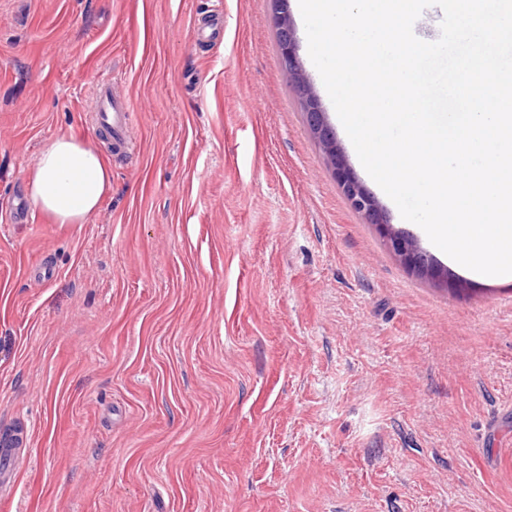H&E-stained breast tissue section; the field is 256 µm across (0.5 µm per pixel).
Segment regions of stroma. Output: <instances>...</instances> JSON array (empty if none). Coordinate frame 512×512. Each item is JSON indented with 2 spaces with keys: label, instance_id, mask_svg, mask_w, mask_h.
I'll return each mask as SVG.
<instances>
[{
  "label": "stroma",
  "instance_id": "35a3bbf8",
  "mask_svg": "<svg viewBox=\"0 0 512 512\" xmlns=\"http://www.w3.org/2000/svg\"><path fill=\"white\" fill-rule=\"evenodd\" d=\"M273 12L0 0V512H512V280L416 276L351 208ZM72 131L111 194L14 223ZM89 112L110 137L125 143L130 130V104L128 100L112 96V85L104 80L97 81L89 94Z\"/></svg>",
  "mask_w": 512,
  "mask_h": 512
}]
</instances>
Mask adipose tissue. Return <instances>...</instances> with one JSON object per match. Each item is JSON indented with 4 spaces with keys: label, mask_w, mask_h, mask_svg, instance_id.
<instances>
[{
    "label": "adipose tissue",
    "mask_w": 512,
    "mask_h": 512,
    "mask_svg": "<svg viewBox=\"0 0 512 512\" xmlns=\"http://www.w3.org/2000/svg\"><path fill=\"white\" fill-rule=\"evenodd\" d=\"M26 181L31 204L57 224L84 223L112 190L101 154L74 135L46 144Z\"/></svg>",
    "instance_id": "obj_1"
}]
</instances>
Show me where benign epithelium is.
<instances>
[{
  "label": "benign epithelium",
  "mask_w": 512,
  "mask_h": 512,
  "mask_svg": "<svg viewBox=\"0 0 512 512\" xmlns=\"http://www.w3.org/2000/svg\"><path fill=\"white\" fill-rule=\"evenodd\" d=\"M274 3L277 4L276 30L281 36V67L288 73V78L297 91L310 132L322 147L326 161L344 196L368 223L376 224L382 229L389 247L396 255L404 258L410 266L420 272L429 271L431 263L427 255L420 250L413 239L388 224L380 203L362 185L350 167L332 128L326 121L325 112H323L317 96L303 72L297 55L296 32L286 9L287 0H274Z\"/></svg>",
  "instance_id": "obj_1"
}]
</instances>
